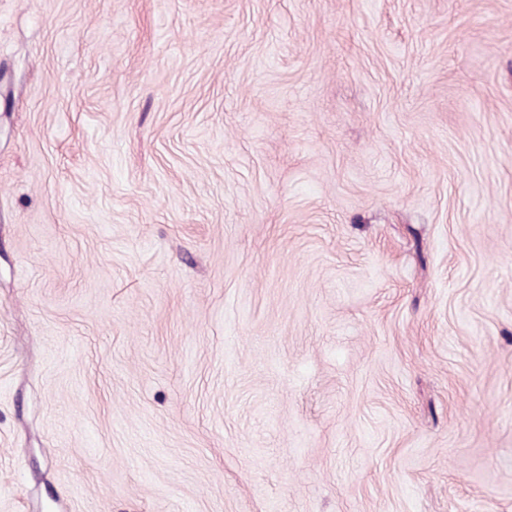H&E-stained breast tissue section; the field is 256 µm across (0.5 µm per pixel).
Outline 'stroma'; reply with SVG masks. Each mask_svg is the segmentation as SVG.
<instances>
[{"label":"stroma","mask_w":512,"mask_h":512,"mask_svg":"<svg viewBox=\"0 0 512 512\" xmlns=\"http://www.w3.org/2000/svg\"><path fill=\"white\" fill-rule=\"evenodd\" d=\"M0 512H512V0H0Z\"/></svg>","instance_id":"35a3bbf8"}]
</instances>
